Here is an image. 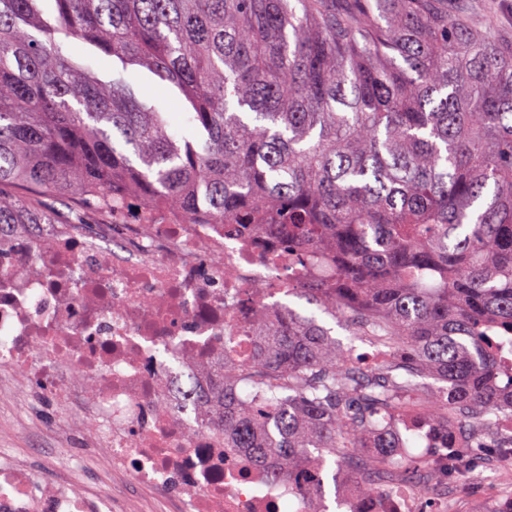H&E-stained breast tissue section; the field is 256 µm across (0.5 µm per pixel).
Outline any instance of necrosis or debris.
Here are the masks:
<instances>
[{
	"instance_id": "1",
	"label": "necrosis or debris",
	"mask_w": 512,
	"mask_h": 512,
	"mask_svg": "<svg viewBox=\"0 0 512 512\" xmlns=\"http://www.w3.org/2000/svg\"><path fill=\"white\" fill-rule=\"evenodd\" d=\"M275 227L244 235L136 197L90 224L0 229V374L83 411L112 474L157 494L166 512H310L296 490L313 470L271 486L222 430L198 422L210 370L249 367L256 311L287 314L295 277ZM65 463L51 481L0 449V512H113Z\"/></svg>"
}]
</instances>
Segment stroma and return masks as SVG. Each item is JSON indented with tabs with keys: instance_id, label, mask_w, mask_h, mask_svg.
Returning a JSON list of instances; mask_svg holds the SVG:
<instances>
[{
	"instance_id": "35a3bbf8",
	"label": "stroma",
	"mask_w": 512,
	"mask_h": 512,
	"mask_svg": "<svg viewBox=\"0 0 512 512\" xmlns=\"http://www.w3.org/2000/svg\"><path fill=\"white\" fill-rule=\"evenodd\" d=\"M0 448L19 449L26 464L39 474L56 470L61 459L81 460L83 478L111 493L116 512H159L150 491L134 486L131 479L109 476L107 457L85 437L81 416L58 421L48 403L31 397L23 386L0 391ZM494 466L495 452L486 449L472 456L469 478L452 483L435 480L430 496L447 500L448 512H474L494 495Z\"/></svg>"
}]
</instances>
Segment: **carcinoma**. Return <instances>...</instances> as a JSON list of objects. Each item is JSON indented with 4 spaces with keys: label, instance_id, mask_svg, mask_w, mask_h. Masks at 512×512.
Listing matches in <instances>:
<instances>
[{
    "label": "carcinoma",
    "instance_id": "cac0c4a2",
    "mask_svg": "<svg viewBox=\"0 0 512 512\" xmlns=\"http://www.w3.org/2000/svg\"><path fill=\"white\" fill-rule=\"evenodd\" d=\"M44 2L0 0V227L57 223L44 198L110 218L131 195L276 221L293 263L336 264L334 283L286 293L384 357L361 368L315 315L261 312L251 368L216 369L210 423L273 485L315 469L312 512H329V470L350 512H382L479 448L503 461L486 512H512V41L457 0ZM143 69L193 137L138 97ZM407 420L441 464L405 455Z\"/></svg>",
    "mask_w": 512,
    "mask_h": 512
}]
</instances>
